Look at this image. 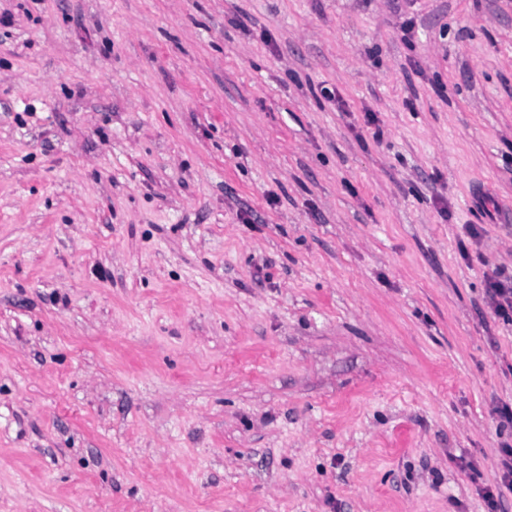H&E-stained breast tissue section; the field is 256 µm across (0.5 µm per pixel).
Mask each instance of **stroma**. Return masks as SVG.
I'll list each match as a JSON object with an SVG mask.
<instances>
[{
	"instance_id": "35a3bbf8",
	"label": "stroma",
	"mask_w": 512,
	"mask_h": 512,
	"mask_svg": "<svg viewBox=\"0 0 512 512\" xmlns=\"http://www.w3.org/2000/svg\"><path fill=\"white\" fill-rule=\"evenodd\" d=\"M499 268L512 0H0V512H486Z\"/></svg>"
}]
</instances>
